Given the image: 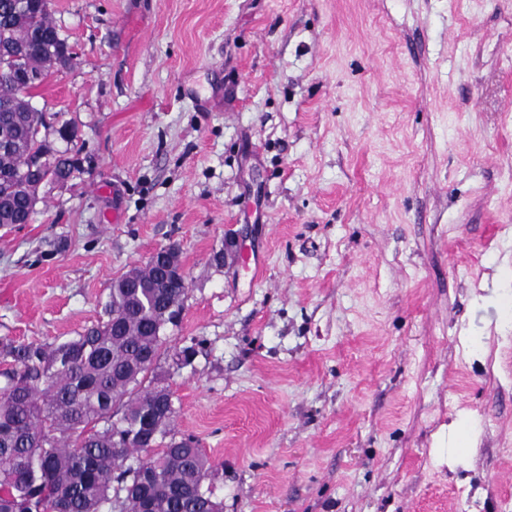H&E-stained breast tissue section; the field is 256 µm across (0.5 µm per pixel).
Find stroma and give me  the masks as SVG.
<instances>
[{"instance_id":"stroma-1","label":"stroma","mask_w":512,"mask_h":512,"mask_svg":"<svg viewBox=\"0 0 512 512\" xmlns=\"http://www.w3.org/2000/svg\"><path fill=\"white\" fill-rule=\"evenodd\" d=\"M50 10L31 102L84 171L0 226V336L77 335L177 243L160 370L224 512H507L512 0Z\"/></svg>"}]
</instances>
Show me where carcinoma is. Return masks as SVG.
Returning a JSON list of instances; mask_svg holds the SVG:
<instances>
[{
    "mask_svg": "<svg viewBox=\"0 0 512 512\" xmlns=\"http://www.w3.org/2000/svg\"><path fill=\"white\" fill-rule=\"evenodd\" d=\"M64 43L42 0H0V226L28 223L42 184L80 171L49 142L74 141L72 127L48 125L16 81L60 64ZM180 267L178 244L161 247L112 281L96 325L61 342L0 336V512H223L204 488L207 455L172 434L157 372Z\"/></svg>",
    "mask_w": 512,
    "mask_h": 512,
    "instance_id": "obj_1",
    "label": "carcinoma"
}]
</instances>
